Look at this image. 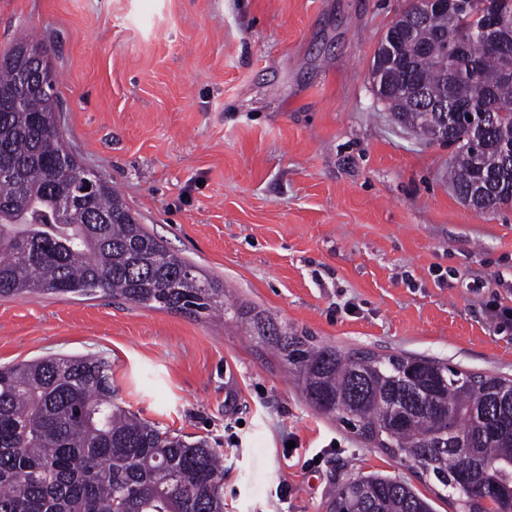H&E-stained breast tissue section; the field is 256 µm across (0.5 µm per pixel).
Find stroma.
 Wrapping results in <instances>:
<instances>
[{
  "label": "stroma",
  "mask_w": 512,
  "mask_h": 512,
  "mask_svg": "<svg viewBox=\"0 0 512 512\" xmlns=\"http://www.w3.org/2000/svg\"><path fill=\"white\" fill-rule=\"evenodd\" d=\"M409 0H0L62 75L61 130L141 223L315 342L512 378V206L400 128L370 66ZM96 353L118 401L224 454V512H324L331 482L434 483L310 407L244 328L102 293L0 299V367Z\"/></svg>",
  "instance_id": "35a3bbf8"
}]
</instances>
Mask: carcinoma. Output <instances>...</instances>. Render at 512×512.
<instances>
[{"mask_svg":"<svg viewBox=\"0 0 512 512\" xmlns=\"http://www.w3.org/2000/svg\"><path fill=\"white\" fill-rule=\"evenodd\" d=\"M398 13L372 86L406 128L453 148L448 183L483 212L512 205V0H458L406 30ZM16 38L0 55V298L93 296L247 328L288 367L306 401L416 468L468 512L512 510V379L426 357L317 344L173 252L105 178L68 210L86 171L57 124L60 96L24 87ZM0 512H224V455L125 409L104 358L63 355L0 368ZM325 512H434L381 474L336 485Z\"/></svg>","mask_w":512,"mask_h":512,"instance_id":"obj_1","label":"carcinoma"}]
</instances>
